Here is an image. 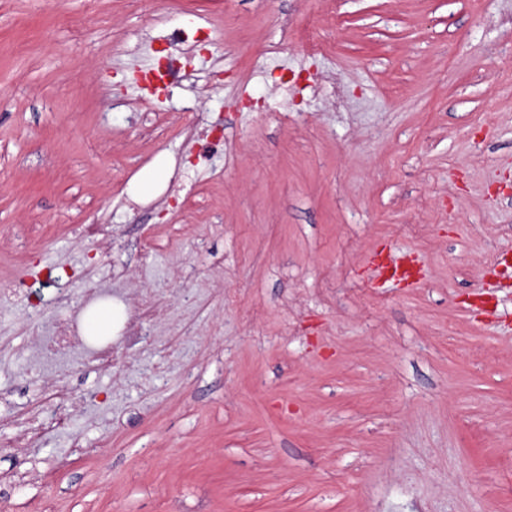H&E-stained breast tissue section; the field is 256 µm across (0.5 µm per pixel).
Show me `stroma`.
<instances>
[{
  "mask_svg": "<svg viewBox=\"0 0 512 512\" xmlns=\"http://www.w3.org/2000/svg\"><path fill=\"white\" fill-rule=\"evenodd\" d=\"M0 512H512V0H0ZM83 324L88 332L105 335L112 327V305L108 302L96 304L87 313ZM80 345L92 349L93 359L101 366H107L113 351L108 344H96L90 347L83 336L81 317L79 314L70 313L67 315L55 316L50 325L46 336L43 339L44 351L46 354H56L60 350L71 345ZM50 397L49 404L30 417V432L33 435L47 429H62L68 424L72 405L71 395L66 391L56 390Z\"/></svg>",
  "mask_w": 512,
  "mask_h": 512,
  "instance_id": "stroma-1",
  "label": "stroma"
}]
</instances>
